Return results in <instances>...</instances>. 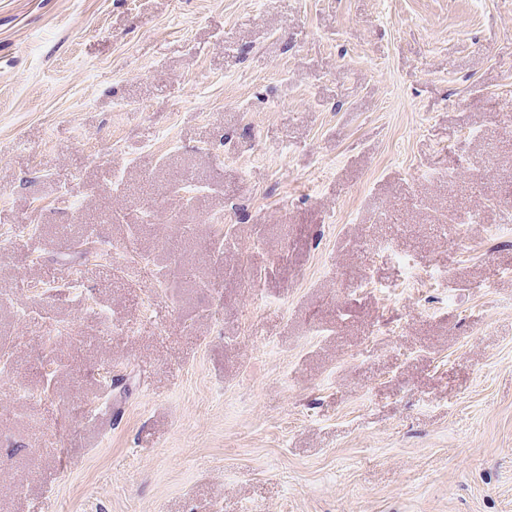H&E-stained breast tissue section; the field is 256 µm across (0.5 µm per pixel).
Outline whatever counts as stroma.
<instances>
[{
    "mask_svg": "<svg viewBox=\"0 0 512 512\" xmlns=\"http://www.w3.org/2000/svg\"><path fill=\"white\" fill-rule=\"evenodd\" d=\"M0 512H512V0H0Z\"/></svg>",
    "mask_w": 512,
    "mask_h": 512,
    "instance_id": "stroma-1",
    "label": "stroma"
}]
</instances>
